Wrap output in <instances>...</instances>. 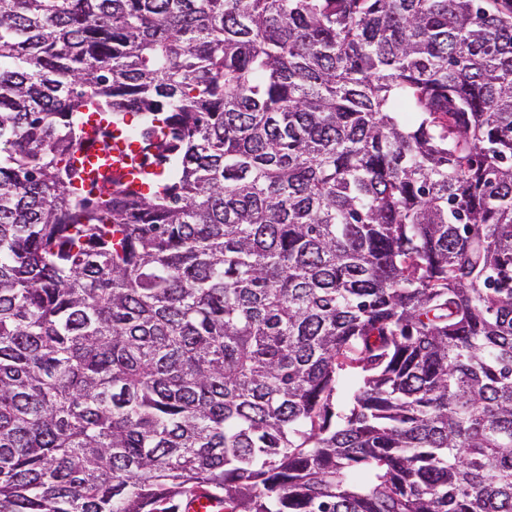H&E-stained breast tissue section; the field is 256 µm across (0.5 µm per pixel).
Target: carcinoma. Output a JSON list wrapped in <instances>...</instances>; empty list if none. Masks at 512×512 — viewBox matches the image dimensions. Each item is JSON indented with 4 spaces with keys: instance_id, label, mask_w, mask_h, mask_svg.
<instances>
[{
    "instance_id": "cac0c4a2",
    "label": "carcinoma",
    "mask_w": 512,
    "mask_h": 512,
    "mask_svg": "<svg viewBox=\"0 0 512 512\" xmlns=\"http://www.w3.org/2000/svg\"><path fill=\"white\" fill-rule=\"evenodd\" d=\"M200 496L512 512V0H0V512ZM104 143L109 146L107 152L101 149ZM148 151L145 143L132 140L127 131L112 127L104 117L92 114L83 124L81 144L70 162L80 172L85 188L93 183L101 184L100 174L107 165H112V171L124 173L127 180L140 183L134 175L138 174Z\"/></svg>"
}]
</instances>
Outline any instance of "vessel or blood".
Returning <instances> with one entry per match:
<instances>
[{
    "label": "vessel or blood",
    "mask_w": 512,
    "mask_h": 512,
    "mask_svg": "<svg viewBox=\"0 0 512 512\" xmlns=\"http://www.w3.org/2000/svg\"><path fill=\"white\" fill-rule=\"evenodd\" d=\"M147 152L146 144L132 140L127 131L112 127L104 117L93 114L83 124L82 141L71 156V164L88 187L99 182L108 167L134 177Z\"/></svg>",
    "instance_id": "b4317fda"
}]
</instances>
